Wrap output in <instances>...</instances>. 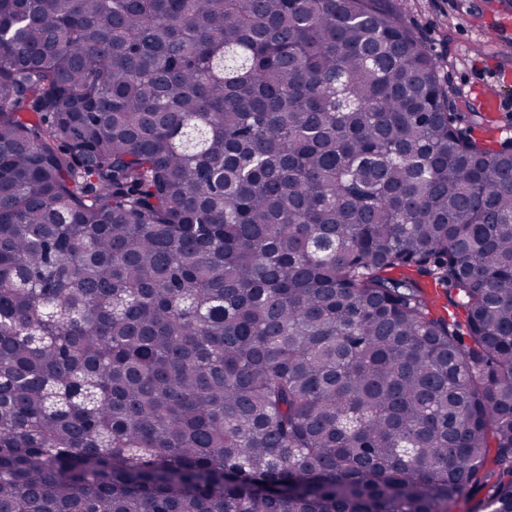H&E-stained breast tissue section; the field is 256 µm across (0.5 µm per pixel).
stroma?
Returning a JSON list of instances; mask_svg holds the SVG:
<instances>
[{
	"mask_svg": "<svg viewBox=\"0 0 512 512\" xmlns=\"http://www.w3.org/2000/svg\"><path fill=\"white\" fill-rule=\"evenodd\" d=\"M408 21L421 31L430 53L441 59L455 89L474 86L498 95L503 110L494 139L512 132V25L496 27L495 0H408Z\"/></svg>",
	"mask_w": 512,
	"mask_h": 512,
	"instance_id": "35a3bbf8",
	"label": "stroma"
}]
</instances>
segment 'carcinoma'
I'll list each match as a JSON object with an SVG mask.
<instances>
[{
  "label": "carcinoma",
  "instance_id": "obj_1",
  "mask_svg": "<svg viewBox=\"0 0 512 512\" xmlns=\"http://www.w3.org/2000/svg\"><path fill=\"white\" fill-rule=\"evenodd\" d=\"M475 117L395 0H0V512H512Z\"/></svg>",
  "mask_w": 512,
  "mask_h": 512
}]
</instances>
